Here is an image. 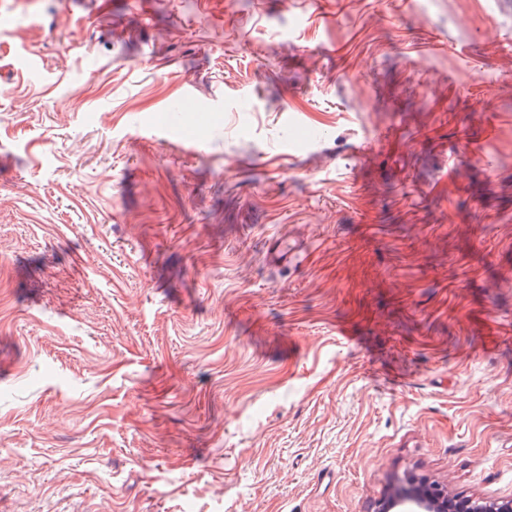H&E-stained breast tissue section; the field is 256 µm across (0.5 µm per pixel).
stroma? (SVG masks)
Masks as SVG:
<instances>
[{"label": "stroma", "instance_id": "1", "mask_svg": "<svg viewBox=\"0 0 512 512\" xmlns=\"http://www.w3.org/2000/svg\"><path fill=\"white\" fill-rule=\"evenodd\" d=\"M410 476L512 499V0H0V512ZM164 112L165 114L161 124L169 134V137L175 140V143L177 144L178 147H180L181 149L196 150L199 146L202 145V134H198L196 136L192 135L191 137H185L182 134V131L179 129V116L177 115L175 117L172 112H184V109L181 104L176 108H167Z\"/></svg>", "mask_w": 512, "mask_h": 512}]
</instances>
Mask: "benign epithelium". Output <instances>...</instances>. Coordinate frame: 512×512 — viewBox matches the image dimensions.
Segmentation results:
<instances>
[{"instance_id":"benign-epithelium-1","label":"benign epithelium","mask_w":512,"mask_h":512,"mask_svg":"<svg viewBox=\"0 0 512 512\" xmlns=\"http://www.w3.org/2000/svg\"><path fill=\"white\" fill-rule=\"evenodd\" d=\"M377 512H490L482 501H458L448 497V491L436 484L416 483L408 479L376 504Z\"/></svg>"}]
</instances>
